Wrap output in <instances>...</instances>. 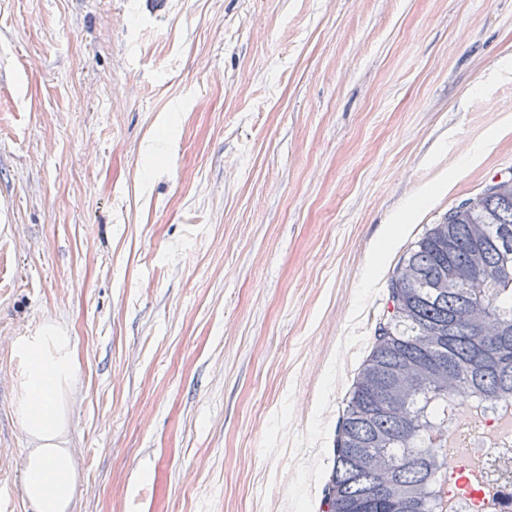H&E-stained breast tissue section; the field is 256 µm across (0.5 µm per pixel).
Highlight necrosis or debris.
<instances>
[{
  "instance_id": "4bbe7bcc",
  "label": "necrosis or debris",
  "mask_w": 512,
  "mask_h": 512,
  "mask_svg": "<svg viewBox=\"0 0 512 512\" xmlns=\"http://www.w3.org/2000/svg\"><path fill=\"white\" fill-rule=\"evenodd\" d=\"M464 426L451 430L444 450L443 498L455 512H512V482L495 470L512 472V402L488 411L465 404Z\"/></svg>"
}]
</instances>
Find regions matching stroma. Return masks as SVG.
Masks as SVG:
<instances>
[{
	"mask_svg": "<svg viewBox=\"0 0 512 512\" xmlns=\"http://www.w3.org/2000/svg\"><path fill=\"white\" fill-rule=\"evenodd\" d=\"M510 175L512 0H0V512L46 322L73 512H327L392 271Z\"/></svg>",
	"mask_w": 512,
	"mask_h": 512,
	"instance_id": "stroma-1",
	"label": "stroma"
}]
</instances>
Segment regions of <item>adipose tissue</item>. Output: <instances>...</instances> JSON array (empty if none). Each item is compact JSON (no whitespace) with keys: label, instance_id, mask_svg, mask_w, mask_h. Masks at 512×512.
Returning a JSON list of instances; mask_svg holds the SVG:
<instances>
[{"label":"adipose tissue","instance_id":"1","mask_svg":"<svg viewBox=\"0 0 512 512\" xmlns=\"http://www.w3.org/2000/svg\"><path fill=\"white\" fill-rule=\"evenodd\" d=\"M21 394L14 411L30 446L20 460L32 512H72L80 474L69 440V407L79 375L70 336L46 323L11 342Z\"/></svg>","mask_w":512,"mask_h":512}]
</instances>
